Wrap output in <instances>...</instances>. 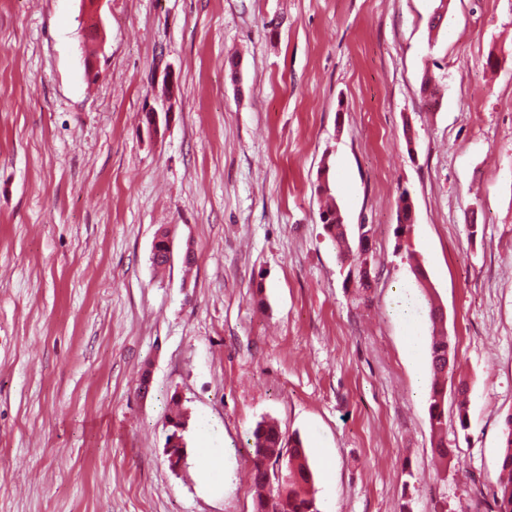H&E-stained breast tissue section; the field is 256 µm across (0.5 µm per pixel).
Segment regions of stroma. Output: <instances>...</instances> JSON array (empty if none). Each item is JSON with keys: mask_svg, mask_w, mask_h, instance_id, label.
Here are the masks:
<instances>
[{"mask_svg": "<svg viewBox=\"0 0 512 512\" xmlns=\"http://www.w3.org/2000/svg\"><path fill=\"white\" fill-rule=\"evenodd\" d=\"M440 1L104 0L89 42L83 0H0V512H252L264 419L300 435L320 512H491L512 417V0H444L432 31ZM325 163L344 224L371 229L364 301L319 221ZM417 261L470 387L469 430L446 397L444 466L429 355L404 349L431 336Z\"/></svg>", "mask_w": 512, "mask_h": 512, "instance_id": "35a3bbf8", "label": "stroma"}]
</instances>
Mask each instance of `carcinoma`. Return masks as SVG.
I'll return each mask as SVG.
<instances>
[{"mask_svg":"<svg viewBox=\"0 0 512 512\" xmlns=\"http://www.w3.org/2000/svg\"><path fill=\"white\" fill-rule=\"evenodd\" d=\"M323 228L336 246L340 260L347 264L346 278L355 279L359 299H368L371 276L360 274L364 264H371L365 246L370 228L359 226L357 247H352L347 227L343 224L336 205L331 203L320 212ZM429 321L431 323L430 363L432 388L429 403V424L434 453L441 463H448V418L445 411L448 374L453 371L455 355L451 339L443 326V312L437 297L431 295ZM248 453L252 459V482L256 489L254 512H319L313 474L303 441L296 436L283 441L277 425L262 420L250 433ZM281 466L287 479L274 484L266 480V473ZM493 512H512V417L509 418L500 451V477L493 492Z\"/></svg>","mask_w":512,"mask_h":512,"instance_id":"1","label":"carcinoma"}]
</instances>
